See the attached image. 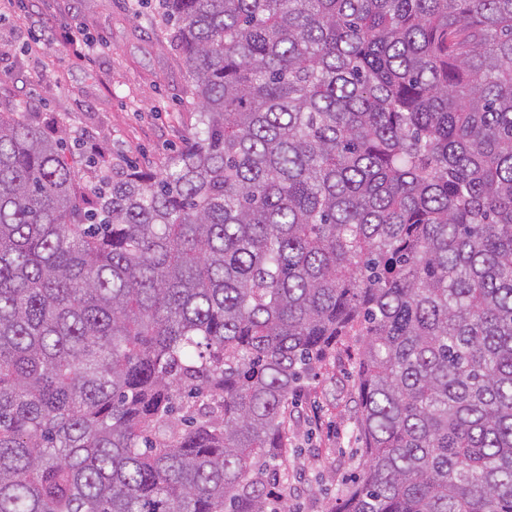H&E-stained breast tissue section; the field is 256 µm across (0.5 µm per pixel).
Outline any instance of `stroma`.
Masks as SVG:
<instances>
[{"mask_svg": "<svg viewBox=\"0 0 512 512\" xmlns=\"http://www.w3.org/2000/svg\"><path fill=\"white\" fill-rule=\"evenodd\" d=\"M135 0H0V112L65 132L82 164L90 145L110 164L157 170L196 124L186 66L165 24ZM76 49L63 48L65 36ZM348 360L315 370L291 413L290 448L272 491L289 512H327L351 488L363 446Z\"/></svg>", "mask_w": 512, "mask_h": 512, "instance_id": "35a3bbf8", "label": "stroma"}]
</instances>
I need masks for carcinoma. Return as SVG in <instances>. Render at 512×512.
<instances>
[{"label": "carcinoma", "instance_id": "obj_1", "mask_svg": "<svg viewBox=\"0 0 512 512\" xmlns=\"http://www.w3.org/2000/svg\"><path fill=\"white\" fill-rule=\"evenodd\" d=\"M197 122L158 171L0 112V512H285L353 352L328 512H512V0H142ZM349 363L343 358L316 368L291 408L288 460L277 462L281 479L272 487L290 512H325L352 487L363 446Z\"/></svg>", "mask_w": 512, "mask_h": 512}]
</instances>
